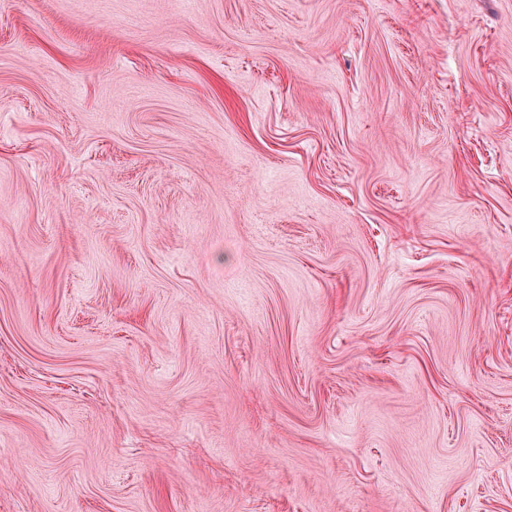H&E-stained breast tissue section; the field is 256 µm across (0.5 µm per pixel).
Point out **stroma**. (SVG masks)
Segmentation results:
<instances>
[{"label":"stroma","instance_id":"stroma-1","mask_svg":"<svg viewBox=\"0 0 512 512\" xmlns=\"http://www.w3.org/2000/svg\"><path fill=\"white\" fill-rule=\"evenodd\" d=\"M0 512H512V0H0Z\"/></svg>","mask_w":512,"mask_h":512}]
</instances>
